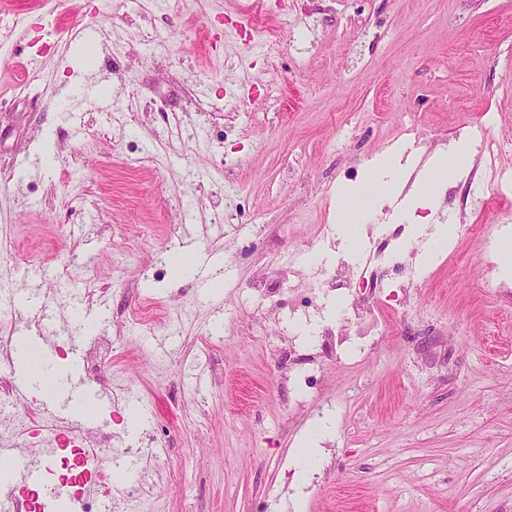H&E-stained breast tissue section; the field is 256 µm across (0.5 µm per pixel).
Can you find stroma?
<instances>
[{
  "instance_id": "obj_1",
  "label": "stroma",
  "mask_w": 512,
  "mask_h": 512,
  "mask_svg": "<svg viewBox=\"0 0 512 512\" xmlns=\"http://www.w3.org/2000/svg\"><path fill=\"white\" fill-rule=\"evenodd\" d=\"M472 144L485 175L442 190L453 232L420 265L404 222L337 224L336 192L391 147ZM512 0H0V282L65 380L105 411L90 443L124 477L114 512H512V288L483 237L512 214ZM411 245L413 286L335 279ZM317 252L327 261L311 262ZM184 256L183 274L157 254ZM382 301L383 336L346 362L290 316L289 289ZM322 387L288 403L299 364ZM34 389L0 443L34 450ZM138 417L126 424L128 412ZM334 422L307 480L302 437ZM144 500H128L125 484Z\"/></svg>"
}]
</instances>
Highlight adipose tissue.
<instances>
[{"label":"adipose tissue","mask_w":512,"mask_h":512,"mask_svg":"<svg viewBox=\"0 0 512 512\" xmlns=\"http://www.w3.org/2000/svg\"><path fill=\"white\" fill-rule=\"evenodd\" d=\"M468 140L456 141L450 152L429 160L409 194L401 185L409 168L399 156L391 154L376 161L370 173L367 190L341 189L338 193V215L343 224H363L380 214L383 205H391L390 219L410 217L420 205H435L442 188L453 181L471 156Z\"/></svg>","instance_id":"ef3b65f1"}]
</instances>
